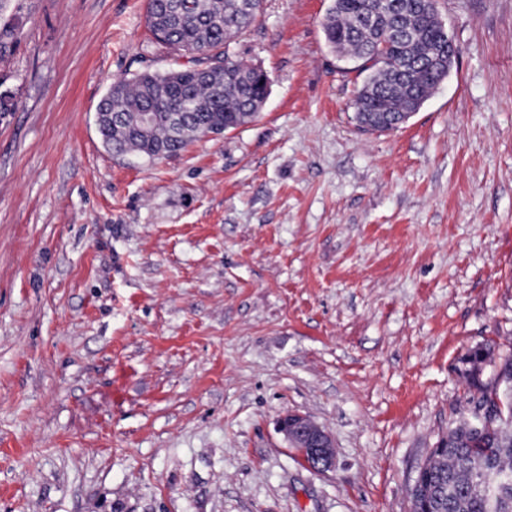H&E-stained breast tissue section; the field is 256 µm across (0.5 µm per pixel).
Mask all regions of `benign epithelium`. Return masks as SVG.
<instances>
[{
	"label": "benign epithelium",
	"mask_w": 512,
	"mask_h": 512,
	"mask_svg": "<svg viewBox=\"0 0 512 512\" xmlns=\"http://www.w3.org/2000/svg\"><path fill=\"white\" fill-rule=\"evenodd\" d=\"M277 429L296 455L314 460L313 470L325 471L335 465L333 437L306 415L287 413L277 420Z\"/></svg>",
	"instance_id": "7a95c632"
}]
</instances>
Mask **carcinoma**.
<instances>
[{"mask_svg": "<svg viewBox=\"0 0 512 512\" xmlns=\"http://www.w3.org/2000/svg\"><path fill=\"white\" fill-rule=\"evenodd\" d=\"M261 0H147L146 24L155 42L191 55L190 65L113 80L96 125L117 156L168 157L209 134L252 121L270 94L267 73L229 51L255 22ZM391 0H332L323 22L328 45L361 62L368 73L355 100L364 131L400 128L436 88L448 31L435 0H405L407 18L390 13ZM151 124L144 125L146 117ZM458 372L480 397L494 395V417L463 420L448 431L410 487L412 512L428 496L429 512H512V354L494 358L476 345ZM493 367L490 381L484 368Z\"/></svg>", "mask_w": 512, "mask_h": 512, "instance_id": "obj_1", "label": "carcinoma"}]
</instances>
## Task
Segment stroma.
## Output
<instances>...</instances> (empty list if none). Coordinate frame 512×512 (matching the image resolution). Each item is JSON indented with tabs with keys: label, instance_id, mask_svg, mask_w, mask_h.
I'll return each instance as SVG.
<instances>
[{
	"label": "stroma",
	"instance_id": "stroma-1",
	"mask_svg": "<svg viewBox=\"0 0 512 512\" xmlns=\"http://www.w3.org/2000/svg\"><path fill=\"white\" fill-rule=\"evenodd\" d=\"M331 0H263L230 45L251 122L162 159L95 123L112 80L174 66L146 0H10L0 77V512H411L417 469L512 347V0H437L459 56L403 128ZM336 441L307 467L276 431ZM276 425L297 456L305 462L307 457L314 460L315 465L309 466L311 469L325 471L335 465L333 437L309 417L299 412H290L281 416Z\"/></svg>",
	"mask_w": 512,
	"mask_h": 512
}]
</instances>
